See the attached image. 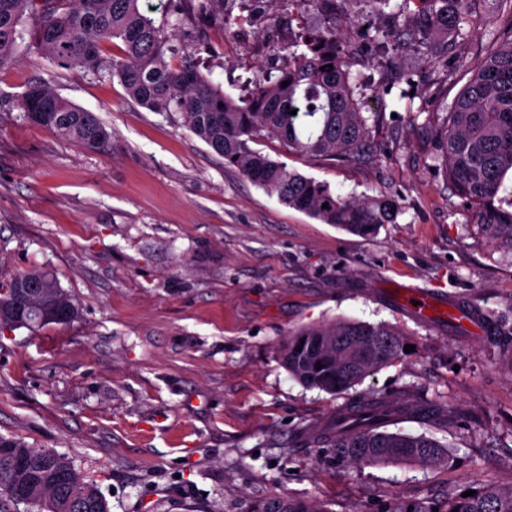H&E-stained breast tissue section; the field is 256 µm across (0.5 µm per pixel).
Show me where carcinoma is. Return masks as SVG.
<instances>
[{"instance_id": "cac0c4a2", "label": "carcinoma", "mask_w": 512, "mask_h": 512, "mask_svg": "<svg viewBox=\"0 0 512 512\" xmlns=\"http://www.w3.org/2000/svg\"><path fill=\"white\" fill-rule=\"evenodd\" d=\"M429 3L413 22L409 36L430 47L431 61L448 52V42L462 35L472 0H400L397 10ZM119 40L122 55L111 62L127 95L140 105L165 112L174 105L189 130L224 163L285 206L349 233L369 237L397 217L390 197L357 201L332 191L325 182L290 171L283 162L253 149L263 136L279 139L290 151L310 156H361L368 136L361 100L354 96L351 61L340 50L339 34L326 26L287 47L288 62L245 94L232 98L191 58L174 65L170 37L143 14L139 0H0V69L13 60L18 42L67 68H94L105 44ZM289 85L283 87L281 83ZM19 107L41 116L38 125L86 148L105 150L112 132L87 111L35 82ZM296 114H290V110ZM445 176L474 209L477 222L493 240L512 241V202L499 192L512 173V36L490 44L479 68L457 93L450 119L438 132ZM40 292H27L31 284ZM0 301L12 309L3 323L29 329L70 322L71 300L53 272L34 267L15 274ZM404 334L389 325L359 320L304 326L281 350L288 373L306 387L341 396L380 367L404 355ZM321 369H316V364ZM448 409L418 404L413 396L394 401L372 395L341 407L314 441L330 461L343 464L448 465L447 446L425 434L391 431L384 425L404 416L419 422L444 420ZM0 451V493L8 484L28 487L26 504L47 512H109L98 489L83 481L70 462L47 448H31L17 439ZM464 487L428 501L394 499L385 512H512V487L484 485L475 495ZM244 512H329L289 496L273 495L248 503Z\"/></svg>"}]
</instances>
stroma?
<instances>
[{"mask_svg": "<svg viewBox=\"0 0 512 512\" xmlns=\"http://www.w3.org/2000/svg\"><path fill=\"white\" fill-rule=\"evenodd\" d=\"M142 10L225 94L280 65L322 15L310 0H227L222 19L173 0ZM342 44L362 88L365 155L312 157L263 137L254 149L345 196H389L394 223L360 237L281 204L225 166L182 113L129 99L105 45L94 69H63L17 48L0 70V285L37 266L78 306L74 321L0 328V436L65 456L110 512H243L287 495L327 512H382L465 486L512 487V242L491 240L448 184L436 132L467 76L424 45L370 49L398 18L346 0ZM507 29L498 0H473L449 58L479 64ZM41 80L112 131L101 152L30 123ZM413 284L496 314L500 336L418 323L383 290ZM354 319L400 329L414 350L350 390H406L448 406L447 425L403 423L451 447L445 468L326 462L313 441L336 398L294 380L289 335Z\"/></svg>", "mask_w": 512, "mask_h": 512, "instance_id": "1", "label": "stroma"}]
</instances>
